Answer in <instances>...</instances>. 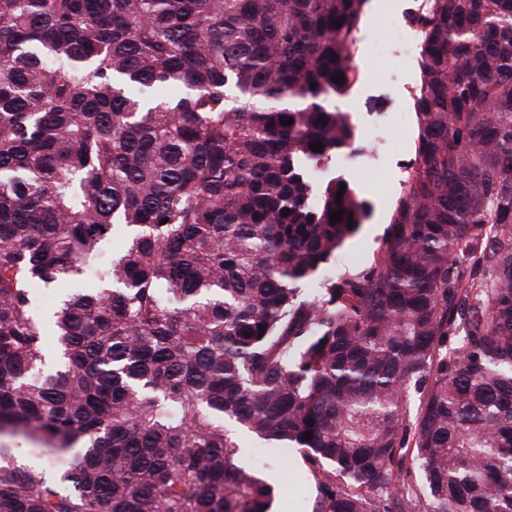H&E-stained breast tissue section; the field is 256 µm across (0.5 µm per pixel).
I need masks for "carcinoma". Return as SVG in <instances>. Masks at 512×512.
<instances>
[{
	"label": "carcinoma",
	"mask_w": 512,
	"mask_h": 512,
	"mask_svg": "<svg viewBox=\"0 0 512 512\" xmlns=\"http://www.w3.org/2000/svg\"><path fill=\"white\" fill-rule=\"evenodd\" d=\"M366 2L0 0V512H267L242 434L313 512H512V0H429L384 247L313 294ZM259 447L249 448V460L265 468L268 483L274 486L275 494L271 502L274 512H312L316 496L314 482L307 472L302 459L295 454L282 457L270 452L259 459ZM280 485L283 490H280Z\"/></svg>",
	"instance_id": "obj_1"
}]
</instances>
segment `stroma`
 <instances>
[{"mask_svg":"<svg viewBox=\"0 0 512 512\" xmlns=\"http://www.w3.org/2000/svg\"><path fill=\"white\" fill-rule=\"evenodd\" d=\"M383 66L394 71L393 80L381 82L371 71L358 70L350 92L339 100L357 129L380 122L384 141L375 147V167L367 168L360 160L339 155L319 176L320 183L324 184L336 175H345L359 197L368 203L370 214L359 232L337 251L320 277L309 282L308 288L312 291L321 288L323 279L356 271L380 252L406 186L414 159L417 119L412 102L405 97L404 86L419 81L420 72L401 69L394 57L384 59ZM249 459L263 466L269 483L276 488L271 502L273 512H312L315 486L298 455L283 457L271 452L261 458L253 453Z\"/></svg>","mask_w":512,"mask_h":512,"instance_id":"1","label":"stroma"}]
</instances>
